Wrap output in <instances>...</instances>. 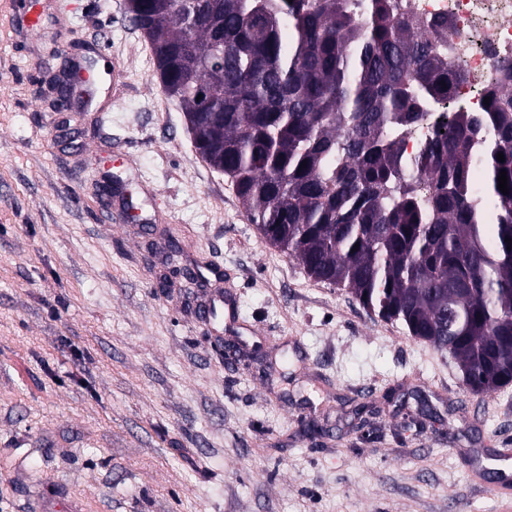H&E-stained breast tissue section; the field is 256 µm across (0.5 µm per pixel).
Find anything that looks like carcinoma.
Listing matches in <instances>:
<instances>
[{
  "label": "carcinoma",
  "mask_w": 512,
  "mask_h": 512,
  "mask_svg": "<svg viewBox=\"0 0 512 512\" xmlns=\"http://www.w3.org/2000/svg\"><path fill=\"white\" fill-rule=\"evenodd\" d=\"M128 13L267 242L449 352L472 391L512 383V87L493 85L480 114L451 100L428 112L461 78L438 49L447 24L423 32L395 0H128ZM431 131L432 125L429 121H422L414 126L404 139L406 154L409 156L417 154L422 147V143L429 138Z\"/></svg>",
  "instance_id": "obj_1"
}]
</instances>
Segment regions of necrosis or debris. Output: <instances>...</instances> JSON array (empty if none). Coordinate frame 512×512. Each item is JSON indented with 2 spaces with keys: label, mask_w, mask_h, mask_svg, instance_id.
I'll return each instance as SVG.
<instances>
[{
  "label": "necrosis or debris",
  "mask_w": 512,
  "mask_h": 512,
  "mask_svg": "<svg viewBox=\"0 0 512 512\" xmlns=\"http://www.w3.org/2000/svg\"><path fill=\"white\" fill-rule=\"evenodd\" d=\"M399 12L448 24L451 35L440 50L463 76L452 95L465 110L483 111L491 79L512 61V0H400Z\"/></svg>",
  "instance_id": "1"
}]
</instances>
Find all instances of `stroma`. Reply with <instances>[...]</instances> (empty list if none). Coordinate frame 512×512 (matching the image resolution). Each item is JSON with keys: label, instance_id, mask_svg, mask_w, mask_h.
Returning a JSON list of instances; mask_svg holds the SVG:
<instances>
[{"label": "stroma", "instance_id": "35a3bbf8", "mask_svg": "<svg viewBox=\"0 0 512 512\" xmlns=\"http://www.w3.org/2000/svg\"><path fill=\"white\" fill-rule=\"evenodd\" d=\"M127 2L39 0L34 35L0 0V512H512V384L265 242ZM113 62L53 111L56 70Z\"/></svg>", "mask_w": 512, "mask_h": 512}]
</instances>
